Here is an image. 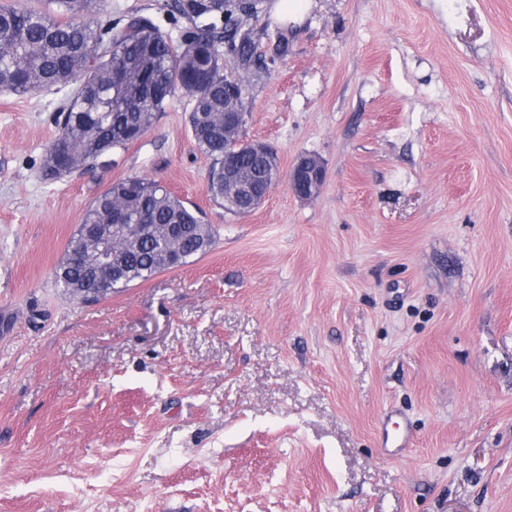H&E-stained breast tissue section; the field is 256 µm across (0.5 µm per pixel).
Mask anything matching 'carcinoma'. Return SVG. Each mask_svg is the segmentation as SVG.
I'll return each instance as SVG.
<instances>
[{
    "mask_svg": "<svg viewBox=\"0 0 512 512\" xmlns=\"http://www.w3.org/2000/svg\"><path fill=\"white\" fill-rule=\"evenodd\" d=\"M51 3L56 6L52 11L0 5V90L24 95L69 88L57 118L58 135L46 154L45 177L94 166L138 136L143 126L152 125L169 100L182 94L191 103L193 140L212 159L208 191L232 210L237 200L224 188V113L241 112L245 105L241 84L224 76L221 49L249 72L287 55L288 44H277L269 56L258 51L256 40L241 28L243 15L251 9L246 0H172L171 12L193 25L178 44L150 16L131 15L105 38L86 20L92 0ZM118 69L138 86L137 95H129L115 79ZM275 168L258 158L243 159L238 166L244 182ZM114 209L126 213L125 224L112 233L113 245L125 259V273L111 284L112 292L170 269V255L183 265L213 244L214 226L160 182L119 180L96 197L57 268L56 283L73 297L83 289L82 300L100 299L92 272L72 262V256L89 253L92 242L83 237V229L112 223Z\"/></svg>",
    "mask_w": 512,
    "mask_h": 512,
    "instance_id": "obj_1",
    "label": "carcinoma"
}]
</instances>
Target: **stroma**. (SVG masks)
<instances>
[{"instance_id": "1", "label": "stroma", "mask_w": 512, "mask_h": 512, "mask_svg": "<svg viewBox=\"0 0 512 512\" xmlns=\"http://www.w3.org/2000/svg\"><path fill=\"white\" fill-rule=\"evenodd\" d=\"M171 0H99L180 42ZM278 0L288 54L242 135L282 177L208 191L188 101L54 180L63 93L0 92V512H512V0ZM319 156V194L286 179ZM141 176L207 253L88 304L54 272L93 199ZM412 434L391 455L379 427Z\"/></svg>"}]
</instances>
